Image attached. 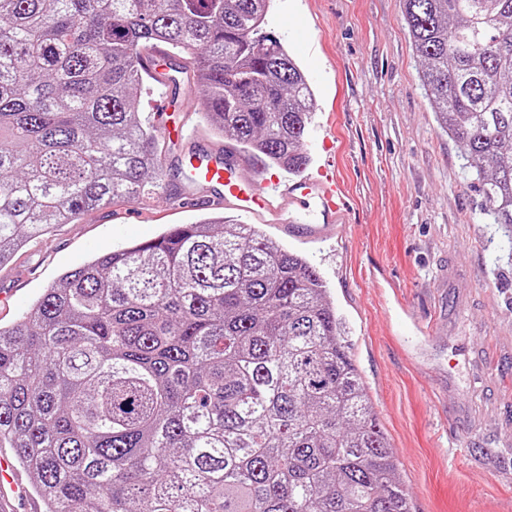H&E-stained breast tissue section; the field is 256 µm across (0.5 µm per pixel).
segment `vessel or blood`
<instances>
[{
	"instance_id": "vessel-or-blood-1",
	"label": "vessel or blood",
	"mask_w": 512,
	"mask_h": 512,
	"mask_svg": "<svg viewBox=\"0 0 512 512\" xmlns=\"http://www.w3.org/2000/svg\"><path fill=\"white\" fill-rule=\"evenodd\" d=\"M189 160L190 183L208 192L203 200L187 197L190 206H227L247 217L266 214L272 223L313 236L324 225L335 223L344 205L341 188L328 163L316 173L297 179L285 172L269 171L230 141L220 150L200 143ZM17 490L16 471L9 458L0 455V512L12 505Z\"/></svg>"
}]
</instances>
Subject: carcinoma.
<instances>
[{
    "instance_id": "obj_1",
    "label": "carcinoma",
    "mask_w": 512,
    "mask_h": 512,
    "mask_svg": "<svg viewBox=\"0 0 512 512\" xmlns=\"http://www.w3.org/2000/svg\"><path fill=\"white\" fill-rule=\"evenodd\" d=\"M483 221L512 239V0H401ZM271 0H0V268L159 186L144 49L187 60L204 119L305 169L313 90ZM326 281L221 214L62 274L0 326V448L46 512H413Z\"/></svg>"
}]
</instances>
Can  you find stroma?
Listing matches in <instances>:
<instances>
[{
    "instance_id": "obj_1",
    "label": "stroma",
    "mask_w": 512,
    "mask_h": 512,
    "mask_svg": "<svg viewBox=\"0 0 512 512\" xmlns=\"http://www.w3.org/2000/svg\"><path fill=\"white\" fill-rule=\"evenodd\" d=\"M269 28L312 86L305 150L311 167L334 161L346 207L314 239L264 232L324 276L415 512H512V241L476 221L477 185L420 85L400 0H274ZM156 147L163 189L146 204L57 225L0 269L1 325L64 271L203 217L179 202L196 141Z\"/></svg>"
}]
</instances>
